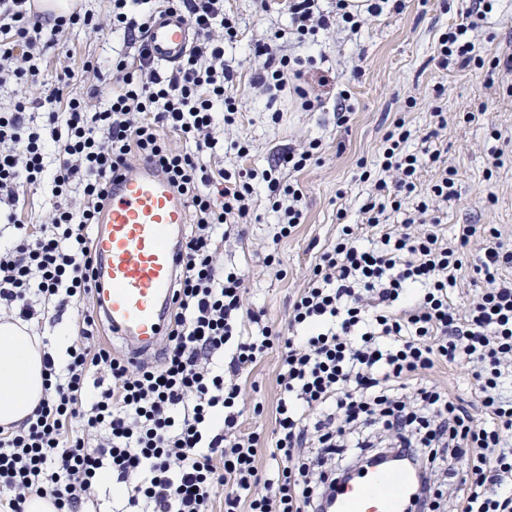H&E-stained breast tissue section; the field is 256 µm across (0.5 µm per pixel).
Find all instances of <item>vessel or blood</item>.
<instances>
[{"label": "vessel or blood", "instance_id": "1", "mask_svg": "<svg viewBox=\"0 0 512 512\" xmlns=\"http://www.w3.org/2000/svg\"><path fill=\"white\" fill-rule=\"evenodd\" d=\"M193 29L178 11L156 17L146 42L158 64L188 53ZM95 245V307L131 360L153 351L168 331L174 287L185 262L187 209L166 175L144 162L109 181ZM419 482L400 469L358 470L337 488L332 512H412Z\"/></svg>", "mask_w": 512, "mask_h": 512}]
</instances>
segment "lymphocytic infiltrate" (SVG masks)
<instances>
[{
  "label": "lymphocytic infiltrate",
  "instance_id": "f902f5d3",
  "mask_svg": "<svg viewBox=\"0 0 512 512\" xmlns=\"http://www.w3.org/2000/svg\"><path fill=\"white\" fill-rule=\"evenodd\" d=\"M388 5L399 11L404 0H331L327 9L321 0H288L287 32L251 43L263 61L254 87L272 101L293 93L313 109L320 96L306 61L285 54L283 35L302 42L336 25L357 29ZM173 8L189 17L196 40L166 72L150 57L146 32L156 13ZM492 8L493 0H472L463 22L440 35V68L488 64L512 72V54L487 62L475 52L471 34ZM106 28L122 47L85 94L71 93L66 71L40 95H28L60 38ZM239 34L224 0H112L103 21L89 11L53 16L35 11L31 0H0V87L16 91L0 109V216L16 230L12 248L0 252V308L26 320L34 297L58 312L79 306L64 369L46 357L44 398L20 426L0 427V512H25L34 496L52 498L57 512H79L106 476L128 507L144 512H213L219 496L224 512H322L340 473L312 474L304 453L310 443L329 454L350 449V468L382 449L419 461L424 512H437L442 477L456 482L453 512H512V397L502 391L512 376V279L503 275L512 251L486 245L478 268L485 286L459 308L452 290L463 269L460 250L477 225H458L454 247L414 230L427 223L430 200L453 194L449 170L401 225L382 228L387 207L416 189L420 159L405 149L404 120L378 149L376 163L389 179H374L361 224L342 225L334 246L321 252L286 328L243 335V321L259 324L260 317L245 314V278L222 269L216 233L251 223L261 182L280 214L279 235L288 237L305 220L303 194L280 174L304 170L319 144L288 148L259 172L211 166L224 149L214 105L223 104L225 126L241 115L239 64L224 57ZM166 130L181 148L163 138ZM138 160L168 174L192 225L160 357L135 364L97 341L88 228L104 208L112 171ZM43 182L52 214L33 233L16 211L23 188ZM364 227L378 230L377 242L360 244ZM271 349L280 354L283 396L264 441L241 430L240 380ZM463 363L471 367L478 417L430 380L436 367ZM262 445L273 462L265 474L256 464ZM459 461L468 466L463 479Z\"/></svg>",
  "mask_w": 512,
  "mask_h": 512
}]
</instances>
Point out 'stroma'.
<instances>
[{
    "label": "stroma",
    "instance_id": "obj_1",
    "mask_svg": "<svg viewBox=\"0 0 512 512\" xmlns=\"http://www.w3.org/2000/svg\"><path fill=\"white\" fill-rule=\"evenodd\" d=\"M269 5L260 19L255 0H224L226 11L239 20L243 31L242 42L225 49L226 56L243 61L236 81L242 116L229 137L251 143L253 149L244 158L225 151L216 163L260 171L270 155L288 147L315 140L320 149L317 160L296 175L304 194V224L288 238L276 240L279 215L259 184L254 194L257 221L226 232L220 258L226 268L245 274L246 307L262 312L264 324L285 327L293 296L305 285L321 249L336 241L338 212H346L347 222L360 221L359 208L370 186L359 181L358 165L374 160L383 135L399 117L411 131L407 150L429 149L439 161L423 163L416 191L403 197L402 209L391 213L390 223L401 224L405 214L428 196L440 168L448 167L456 172L455 193L434 205L440 236L450 243L457 225H489L498 229L504 246L512 248V73L457 65L443 71L434 61L439 35L462 21L468 0H405L402 12H383L355 31L339 28L320 35L324 59L311 68L310 77L325 75L329 83L320 90L319 105L304 112L278 100L276 122L252 87L255 62L244 59L248 39L288 26L285 0H270ZM474 42L477 53L487 60L512 53V0H496ZM111 55V34L76 32L47 51L42 68L48 78L65 69L78 75L84 61L104 67ZM343 90L350 93L354 110L341 124L337 109ZM437 107L446 115V127H438L432 115ZM31 322L56 364H64L66 339L73 330L71 312H38ZM278 364L277 351L266 353L244 384L245 431L271 434L282 396ZM256 404L262 406V414L253 413Z\"/></svg>",
    "mask_w": 512,
    "mask_h": 512
}]
</instances>
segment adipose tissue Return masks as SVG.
<instances>
[{"instance_id": "1", "label": "adipose tissue", "mask_w": 512, "mask_h": 512, "mask_svg": "<svg viewBox=\"0 0 512 512\" xmlns=\"http://www.w3.org/2000/svg\"><path fill=\"white\" fill-rule=\"evenodd\" d=\"M45 349L26 322L0 321V425L23 422L44 396Z\"/></svg>"}]
</instances>
